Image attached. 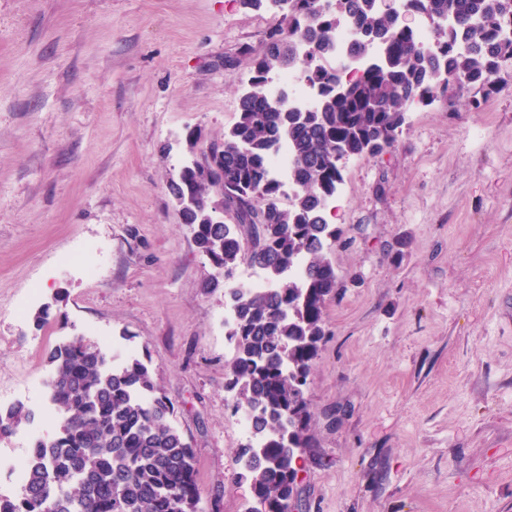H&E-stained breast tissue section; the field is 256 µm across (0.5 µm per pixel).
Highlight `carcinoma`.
<instances>
[{
	"label": "carcinoma",
	"mask_w": 512,
	"mask_h": 512,
	"mask_svg": "<svg viewBox=\"0 0 512 512\" xmlns=\"http://www.w3.org/2000/svg\"><path fill=\"white\" fill-rule=\"evenodd\" d=\"M282 1L288 9L260 50L240 49L252 76L236 122L210 142L224 145L218 162L187 164L169 183L182 223L216 270L202 288L235 296L237 356L224 375L233 409L247 410L256 430L235 451L256 502L251 512H288L295 449L313 441L307 381L339 283L325 242L340 229L323 205L343 182L345 161L394 147L409 107L431 103L450 79L496 90L506 81L502 62L512 59V0H406L409 14L429 20L431 48L399 23L393 0H241L255 10ZM345 22L356 33L353 57L379 45L348 80L323 64L336 55ZM289 69L317 89L313 109L268 95L272 76ZM283 142L291 155L286 206L268 165ZM218 207L232 210L235 223H212ZM243 262L264 271L267 291L234 287ZM48 362L46 392L62 422L29 448L26 484L15 497L0 496V512H202L193 449L142 360L119 362L100 344L73 338L52 348ZM31 416L21 404L0 411V438Z\"/></svg>",
	"instance_id": "carcinoma-1"
}]
</instances>
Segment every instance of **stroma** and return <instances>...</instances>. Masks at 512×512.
Segmentation results:
<instances>
[{"label": "stroma", "instance_id": "1", "mask_svg": "<svg viewBox=\"0 0 512 512\" xmlns=\"http://www.w3.org/2000/svg\"><path fill=\"white\" fill-rule=\"evenodd\" d=\"M273 20L240 0H0V405L53 434L34 386L50 349L132 352L175 407L204 512H249L247 439L224 293L203 291L214 269L168 186L189 130L236 121L240 48ZM332 222L300 512H512V81H452L409 111L395 147L348 161Z\"/></svg>", "mask_w": 512, "mask_h": 512}]
</instances>
